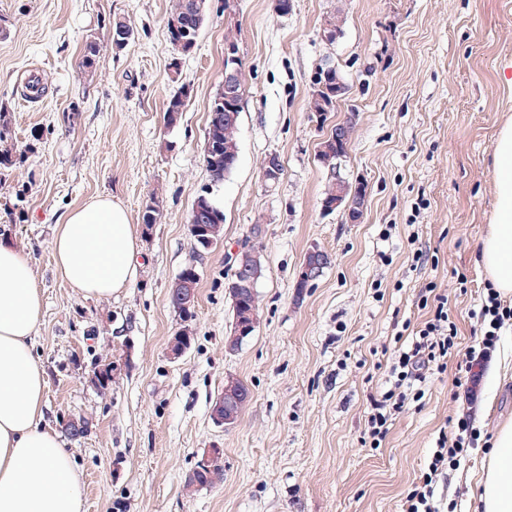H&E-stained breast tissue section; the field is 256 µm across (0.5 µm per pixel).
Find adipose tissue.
I'll list each match as a JSON object with an SVG mask.
<instances>
[{
  "instance_id": "adipose-tissue-1",
  "label": "adipose tissue",
  "mask_w": 512,
  "mask_h": 512,
  "mask_svg": "<svg viewBox=\"0 0 512 512\" xmlns=\"http://www.w3.org/2000/svg\"><path fill=\"white\" fill-rule=\"evenodd\" d=\"M497 204L479 263L512 297V122L494 145ZM138 233L109 196L68 211L52 241L57 272L85 298H109L136 281ZM42 294L26 254L0 242V512H81L82 480L61 436L42 425L46 378L34 353ZM477 512H512V422L500 425L479 481Z\"/></svg>"
}]
</instances>
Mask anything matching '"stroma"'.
<instances>
[{
    "instance_id": "35a3bbf8",
    "label": "stroma",
    "mask_w": 512,
    "mask_h": 512,
    "mask_svg": "<svg viewBox=\"0 0 512 512\" xmlns=\"http://www.w3.org/2000/svg\"><path fill=\"white\" fill-rule=\"evenodd\" d=\"M169 0H0V103L24 157L0 182V239L29 257L43 294L34 352L46 374L45 428L84 416L66 438L84 484L82 512H404L441 431L470 416L479 437L438 477L440 512H475L483 459L512 420V376L494 402L467 404L455 386L477 349L471 311L487 278L478 262L495 208L493 148L512 120V88L498 78L512 60V0H208L190 52L179 57L191 94L176 127L164 108L174 90ZM345 34L321 29L336 9ZM130 17L136 34L113 52L106 18ZM238 33L248 93L238 159L214 190L223 237L195 251L192 205L210 177L203 162L211 101L224 83V33ZM103 46L94 77L79 66L86 37ZM331 58L351 92L326 121L307 109L308 79ZM42 98H21L30 76ZM78 108L74 122L65 114ZM357 109L347 177L363 179L360 222L323 213L322 139ZM279 155L278 182L261 163ZM99 194L118 198L139 227L141 268L117 296L86 299L57 274L51 242L69 210ZM161 219L140 225L150 198ZM263 264L254 332L235 350L227 291L237 254ZM331 263L313 288L295 284L304 254ZM426 252L417 264L416 252ZM199 275L195 317L183 323L169 289L187 265ZM447 296L458 329L445 370L429 371L420 401L396 414L380 447L365 445L372 397L389 386L403 324L427 316L422 290ZM189 326V349L168 346ZM115 365L106 392L91 384L99 361ZM251 399L224 429L210 408L224 382ZM224 481L192 493L185 479L211 446Z\"/></svg>"
}]
</instances>
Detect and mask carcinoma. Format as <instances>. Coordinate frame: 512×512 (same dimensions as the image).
<instances>
[{"label": "carcinoma", "instance_id": "1", "mask_svg": "<svg viewBox=\"0 0 512 512\" xmlns=\"http://www.w3.org/2000/svg\"><path fill=\"white\" fill-rule=\"evenodd\" d=\"M207 0H172L166 26L169 41L181 43L182 52L190 51L197 41L205 20ZM111 34L112 50L120 52L126 48L135 36L133 26L121 19L108 21ZM103 59L102 46L95 39L85 42L81 55V67L85 74L92 76L99 69ZM172 81L176 90L170 96L164 110L166 127H175L181 119L182 112L190 97V85L181 79L180 63L177 58L170 62ZM229 80L224 82V102L211 101L205 137L203 161L210 176L211 185L202 191L192 207L193 224L205 228V233H190L194 248L207 247L206 239L219 241L224 229V211L212 198L213 187L223 183L237 162V129L242 103L246 93V80L243 69L237 66L230 70ZM323 89L312 93L308 98V109L317 116L336 111V99L342 96L341 90L347 80L340 69L326 74L322 78ZM357 118L346 116L333 125L328 142L341 150L350 147ZM22 152L17 149L10 111L0 105V180L9 176L17 164L21 163ZM303 262L310 272L318 278L330 264L329 255L316 249L305 255ZM262 272L260 256L255 249L240 252L235 259L232 280L244 285L243 307L241 311H258L257 285L253 284L256 274ZM183 280L176 278L169 291L170 302L182 319L193 317V308H184L181 302ZM224 481V469L217 465L209 470H192L186 477L185 486L190 491L211 488Z\"/></svg>", "mask_w": 512, "mask_h": 512}]
</instances>
